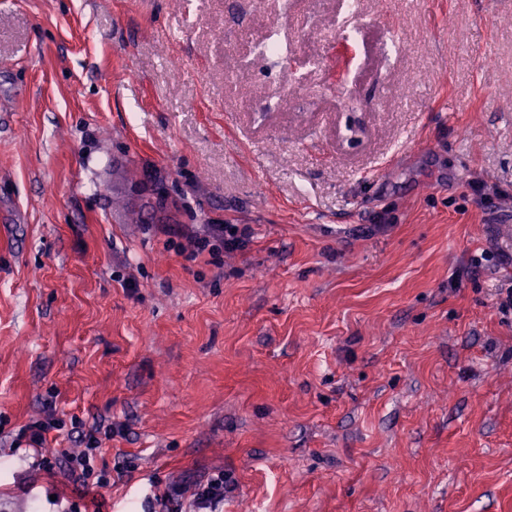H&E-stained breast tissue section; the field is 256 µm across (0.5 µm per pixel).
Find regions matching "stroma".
<instances>
[{"instance_id":"stroma-1","label":"stroma","mask_w":512,"mask_h":512,"mask_svg":"<svg viewBox=\"0 0 512 512\" xmlns=\"http://www.w3.org/2000/svg\"><path fill=\"white\" fill-rule=\"evenodd\" d=\"M505 255L512 0H0V491L51 400L103 512H512ZM161 225L169 226L173 234L182 238L186 243L170 240L169 246L178 251L190 248V255L193 259L205 253L214 258L221 247H224L225 251L241 250L249 238V227L245 224H211L208 225V233L203 236L195 233L188 224ZM100 428H92L84 436L86 447L77 452L59 448L50 454H41V458L33 463V467L50 477L62 474L69 481L82 485H93L97 488L110 486L112 472L102 457L101 441L96 436ZM224 470H216L195 485L190 500L184 497L183 487L170 483L156 496L163 512H217L224 505Z\"/></svg>"}]
</instances>
